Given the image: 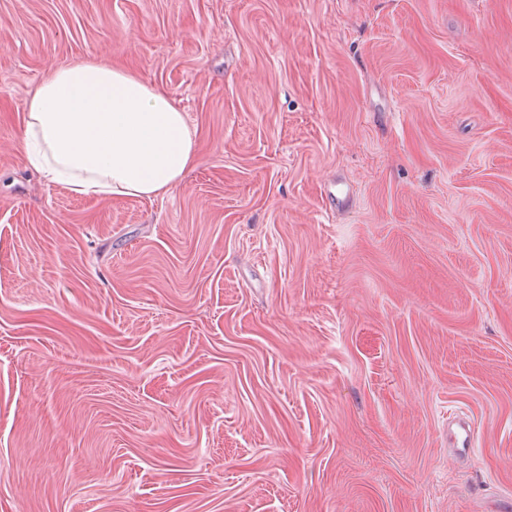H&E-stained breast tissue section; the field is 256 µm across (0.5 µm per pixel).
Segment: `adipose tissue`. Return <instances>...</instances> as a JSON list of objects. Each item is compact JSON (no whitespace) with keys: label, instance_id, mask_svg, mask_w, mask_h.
Wrapping results in <instances>:
<instances>
[{"label":"adipose tissue","instance_id":"ef3b65f1","mask_svg":"<svg viewBox=\"0 0 512 512\" xmlns=\"http://www.w3.org/2000/svg\"><path fill=\"white\" fill-rule=\"evenodd\" d=\"M23 146L46 180L85 197H162L197 162L167 90L96 59L53 70L30 91Z\"/></svg>","mask_w":512,"mask_h":512}]
</instances>
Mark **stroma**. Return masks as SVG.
<instances>
[{
  "label": "stroma",
  "instance_id": "obj_1",
  "mask_svg": "<svg viewBox=\"0 0 512 512\" xmlns=\"http://www.w3.org/2000/svg\"><path fill=\"white\" fill-rule=\"evenodd\" d=\"M103 54L166 196L26 161ZM0 512H512V0H0ZM23 146L46 180L85 197H163L197 162L167 90L96 59L55 69L29 92Z\"/></svg>",
  "mask_w": 512,
  "mask_h": 512
}]
</instances>
